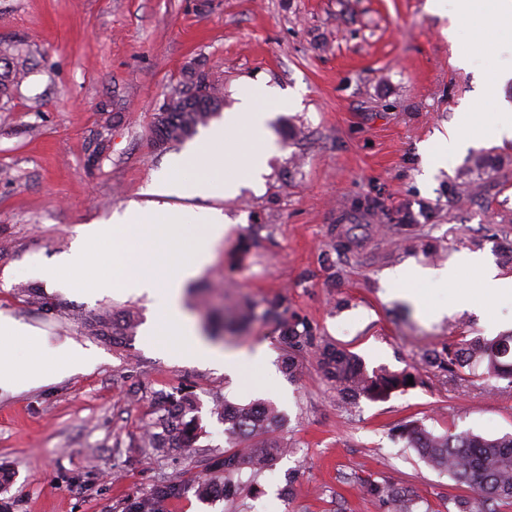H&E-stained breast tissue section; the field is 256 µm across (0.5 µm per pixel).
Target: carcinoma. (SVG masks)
<instances>
[{
  "instance_id": "carcinoma-1",
  "label": "carcinoma",
  "mask_w": 512,
  "mask_h": 512,
  "mask_svg": "<svg viewBox=\"0 0 512 512\" xmlns=\"http://www.w3.org/2000/svg\"><path fill=\"white\" fill-rule=\"evenodd\" d=\"M30 69L22 55L0 51V99L10 97L13 89L21 86ZM206 102L177 105L174 111L154 118V131L163 134L168 143H181L191 138L198 127L206 126L218 117L224 108V92L220 84H208ZM139 324V316L132 310L117 315L110 309L102 310L87 325L89 333L104 340L132 336ZM281 344L288 351L286 370L293 374L297 356L314 351L323 376L331 382L346 400L361 397L375 399L391 390L407 385L408 373L370 374L351 353L328 341L317 339L313 329L303 321L290 320L282 328ZM429 359L445 366L450 373H473L483 367L482 376L490 381L506 374L512 375V335L492 339L476 338L448 347L444 356ZM163 403L187 414L194 404L187 397L159 393ZM215 413L224 420V433L230 448L224 450V460L217 468L224 475L204 478L195 486L198 498L228 497L236 494L233 477L248 471L255 476L275 464L285 453L284 445L275 433L280 427L281 415L270 404L216 406ZM177 431L180 448H193L203 428L190 418L177 421V415H159L141 440L143 448L164 447L163 437L169 429ZM400 436L408 447L432 469L448 474L457 485L466 487L474 497L460 496L455 501L458 512H497L500 504H512V433L497 438H485L471 432L446 431L435 433L421 423L402 426ZM361 486L376 499L383 512H418L422 498L403 483L375 482L365 479ZM186 486L178 481H164L150 492L123 502L121 512H167L168 502L185 495Z\"/></svg>"
}]
</instances>
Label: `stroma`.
<instances>
[{
  "instance_id": "1",
  "label": "stroma",
  "mask_w": 512,
  "mask_h": 512,
  "mask_svg": "<svg viewBox=\"0 0 512 512\" xmlns=\"http://www.w3.org/2000/svg\"><path fill=\"white\" fill-rule=\"evenodd\" d=\"M426 0H0V45L16 46L32 72L0 108V310L39 328L47 347L75 340L96 349L92 371L21 393L0 390V469L11 474V512H112L162 479L204 477L228 446L214 409L223 401L270 402L290 451L273 470L243 475L233 497L170 500L168 512H382L360 485L369 477L415 487L429 512H455L458 487L429 468L398 433L422 422L438 433H512V382L459 377L426 363L460 337L512 332V298L456 304L434 320L384 286L407 262L448 265L463 251L512 275V141L485 142L420 184L421 146L444 132L480 88L482 68L512 52L456 61L444 20ZM197 66L224 89L262 78L298 93L277 115L278 155L260 192L231 200L176 199L186 209H224L234 224L183 295L253 315L220 347L268 348L274 375L231 376L171 361L142 333L112 343L85 321L140 301L52 293L72 312L60 320L32 304V268L68 253L87 224L139 199L152 172L182 151L156 147L151 121ZM107 147L90 160L98 131ZM493 162L473 169L476 157ZM465 179L466 193L451 194ZM317 337L356 355L367 371H408L413 385L378 400L343 402L304 353L284 369L279 331L264 312L279 297ZM185 394L204 433L192 448H141L156 417L154 394Z\"/></svg>"
}]
</instances>
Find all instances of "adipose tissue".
<instances>
[{
    "mask_svg": "<svg viewBox=\"0 0 512 512\" xmlns=\"http://www.w3.org/2000/svg\"><path fill=\"white\" fill-rule=\"evenodd\" d=\"M426 9L447 19L448 38L458 47L461 66H469L482 47L512 46V0H427ZM511 80V67L486 70L479 96L457 113L444 134L424 144L426 173L447 167L450 158L478 141L512 140V104L503 95ZM235 97L237 104L225 113L221 126L203 133L151 176L143 189L146 202L133 200L114 211L110 225L84 226L71 252L61 262L43 267L41 276L52 288L146 299L152 311L144 329L149 340L168 337L173 359L219 366L237 375L247 368H265V347L250 354L218 351L190 329L182 302L187 283L211 263L215 243L232 222L217 208L187 211L170 203L174 197L231 199L244 187L262 184V170L254 158L277 154L270 123L290 101L262 79L241 82ZM464 270L473 272L485 297L512 295V276L501 275L484 256L470 252L460 253L440 269L403 265L389 271L386 281L439 319L447 314L448 304L427 303V292H447ZM97 362L95 351L74 340L45 358L36 329L0 311V390L19 392L68 379Z\"/></svg>",
    "mask_w": 512,
    "mask_h": 512,
    "instance_id": "ef3b65f1",
    "label": "adipose tissue"
}]
</instances>
